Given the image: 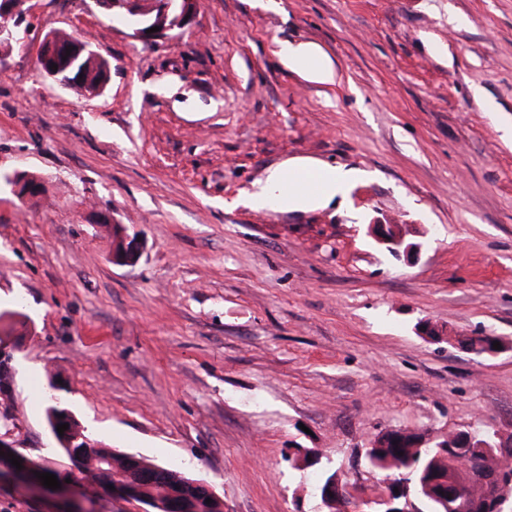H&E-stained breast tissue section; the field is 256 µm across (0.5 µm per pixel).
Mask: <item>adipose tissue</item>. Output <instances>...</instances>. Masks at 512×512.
Instances as JSON below:
<instances>
[{
	"label": "adipose tissue",
	"mask_w": 512,
	"mask_h": 512,
	"mask_svg": "<svg viewBox=\"0 0 512 512\" xmlns=\"http://www.w3.org/2000/svg\"><path fill=\"white\" fill-rule=\"evenodd\" d=\"M278 55L288 68L306 71L311 81L329 83L334 79L333 66L313 46L284 43ZM353 179L351 172L330 167L297 165L286 171L277 169L258 185L252 202L258 208L275 202L287 208H301L345 195Z\"/></svg>",
	"instance_id": "ef3b65f1"
}]
</instances>
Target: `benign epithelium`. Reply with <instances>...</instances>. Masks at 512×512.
Returning a JSON list of instances; mask_svg holds the SVG:
<instances>
[{
  "label": "benign epithelium",
  "mask_w": 512,
  "mask_h": 512,
  "mask_svg": "<svg viewBox=\"0 0 512 512\" xmlns=\"http://www.w3.org/2000/svg\"><path fill=\"white\" fill-rule=\"evenodd\" d=\"M112 9H124L141 14L145 17L144 24L133 30V37L141 42H151L169 32L189 27L198 13L200 0H111ZM20 0H0V51L5 53L13 45L21 42V20L18 15H29L31 9H23ZM157 27L159 31L150 33L148 29ZM70 45L60 40L56 33H48L39 43L37 53L41 54V75L63 87H70L71 82L59 78L57 69L51 66L58 55L66 53ZM15 347L0 342V390L12 392L13 373L11 363L14 360ZM490 433L475 432L469 434L470 443L480 452V461L472 479L483 487V495L493 504L494 512H508L512 498L505 493L507 477L512 475V456L500 448H494L489 442ZM13 454L22 461V469L7 467L4 462ZM43 469L36 463L15 451L12 445L0 434V490H12L33 499H49L64 505L55 512H95L98 498L106 495L116 502L135 505L137 512H155L156 503L144 500L135 502V494L124 487L107 488V483L90 484L74 472L58 476L61 488L52 490L44 487L36 473ZM70 482H65V479ZM384 484L398 489L381 497L364 495L352 501L348 506L350 512H413L414 502L405 484L397 481V477L388 475ZM313 495L320 501V507L333 512L342 494V476L332 477L329 482L312 487Z\"/></svg>",
  "instance_id": "benign-epithelium-1"
}]
</instances>
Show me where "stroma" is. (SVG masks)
<instances>
[{"instance_id": "stroma-1", "label": "stroma", "mask_w": 512, "mask_h": 512, "mask_svg": "<svg viewBox=\"0 0 512 512\" xmlns=\"http://www.w3.org/2000/svg\"><path fill=\"white\" fill-rule=\"evenodd\" d=\"M27 24L0 62V176L46 188H0L16 450L66 469L53 391L224 512H314L324 463L349 469L386 431L512 435V0H201L151 43L93 0H40ZM52 29L108 62L99 95L40 76ZM282 42L319 47L335 84L286 68ZM287 163L359 177L315 208L253 209ZM114 223L136 263L114 262ZM373 224L415 252L394 259Z\"/></svg>"}]
</instances>
